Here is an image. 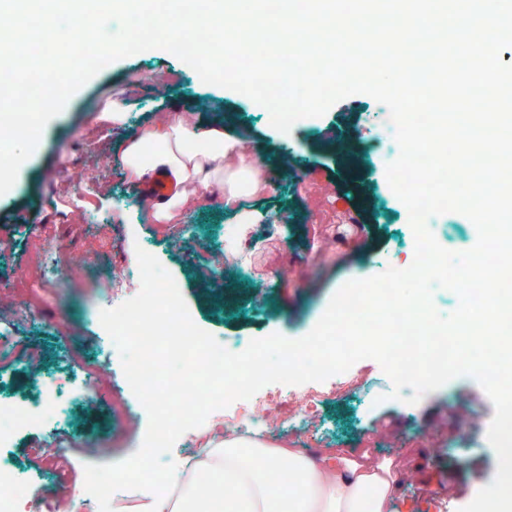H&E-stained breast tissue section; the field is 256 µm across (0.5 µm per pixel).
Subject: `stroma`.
<instances>
[{
  "label": "stroma",
  "instance_id": "35a3bbf8",
  "mask_svg": "<svg viewBox=\"0 0 512 512\" xmlns=\"http://www.w3.org/2000/svg\"><path fill=\"white\" fill-rule=\"evenodd\" d=\"M169 73L170 83L153 76ZM126 99L131 113L127 127L99 128L96 117L112 95ZM199 109L203 122L224 125L248 137L252 149L272 169L288 168L291 178L278 179L275 189L255 200L262 211H284L286 225L258 224L247 241L251 254L249 286L232 273L207 284L202 273L211 258L183 238L174 224L146 222L135 206L136 192L120 161L125 139L149 124L156 114ZM391 125L388 108L365 94L335 103L320 117L297 121L284 134L270 124V114L245 95L201 81L187 64L162 49H150L104 67L67 101L45 128L26 167L6 199L0 200V330L8 329L30 295L38 328L14 334L21 345L31 343L42 357L54 354V337L67 336L75 352L108 350L102 368L107 385L95 405L73 402L60 389L53 404L57 416L48 426L21 434L14 447L0 450L31 484V496L60 502L76 486L84 464L124 460L142 441L147 417L127 422L114 418L110 405L123 396V369L118 349L106 332L90 320L109 306L112 294L104 278L76 273V266L133 269L136 247L154 251L176 279L188 309L200 327L216 339H288L307 335L326 311L331 297L346 282L385 271L401 253L409 213L391 190L380 145ZM81 170L80 181L61 187L59 169ZM84 197L85 220H74L73 197ZM359 229L342 244L336 232L346 229L348 216ZM437 240L445 249L465 251L477 231L464 215L449 212L432 217ZM41 241L55 276L23 291L15 274L26 260L28 241ZM287 278H280V269ZM264 287L270 305L263 313L249 307V287ZM352 371L357 384L351 394L322 406L329 423L339 425L328 447L350 453L370 449L382 460L404 463L415 477L402 481L396 512H460L494 477L497 453L485 442L494 407L477 380L460 375L418 403L392 398L393 384L378 362L365 359ZM470 422L459 435L460 421ZM61 428L69 452L57 475L30 480L28 469L49 447V428ZM479 439L475 448L463 438ZM467 465L449 474L456 460Z\"/></svg>",
  "mask_w": 512,
  "mask_h": 512
}]
</instances>
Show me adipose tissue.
I'll return each instance as SVG.
<instances>
[{"mask_svg": "<svg viewBox=\"0 0 512 512\" xmlns=\"http://www.w3.org/2000/svg\"><path fill=\"white\" fill-rule=\"evenodd\" d=\"M121 160L132 185L162 176L172 186L166 196H138V208L150 223H180L186 212L217 197L236 223L287 221L285 214L248 205L275 187L248 141L225 136L222 126L203 125L195 113L156 116L127 139ZM282 460L291 464L293 481L288 492L277 494L270 467ZM163 474L167 491L142 494L131 512H393L400 486L393 463L366 451L303 453L235 434L212 437L200 457ZM201 474L213 479L205 494L198 488Z\"/></svg>", "mask_w": 512, "mask_h": 512, "instance_id": "ef3b65f1", "label": "adipose tissue"}]
</instances>
